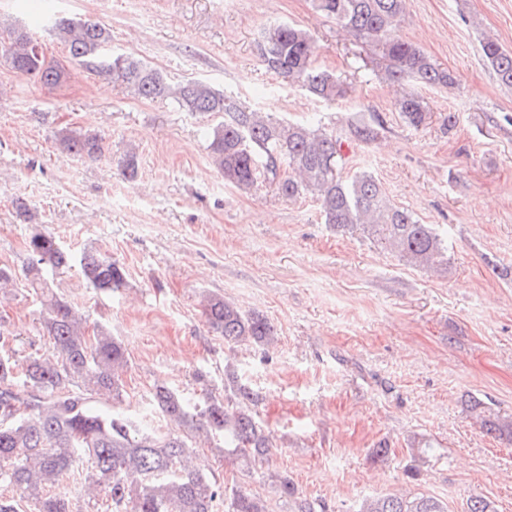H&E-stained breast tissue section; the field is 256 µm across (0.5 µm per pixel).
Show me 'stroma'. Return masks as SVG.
I'll list each match as a JSON object with an SVG mask.
<instances>
[{"mask_svg":"<svg viewBox=\"0 0 512 512\" xmlns=\"http://www.w3.org/2000/svg\"><path fill=\"white\" fill-rule=\"evenodd\" d=\"M52 4L100 22L109 52L135 55L172 82L203 80L246 110L333 132L343 176L372 173L448 246L445 268L422 269L330 228L312 196L225 183L207 149L215 117L137 98L111 75L72 64L38 0H0V20L35 33L69 71L48 88L0 58V264L22 270L37 230L73 254L93 246L119 261L127 285L118 292L94 290L75 268L54 284L89 325L123 343L121 411L165 428L149 402L155 386L195 398L205 386L223 391L231 372L259 396L254 412L274 436L269 468L326 512H356L365 497L388 493L433 496L448 512L481 496L512 512V441L483 431L466 405L473 396L512 417V90L480 50L486 34L512 49V0H406L398 33L458 78L450 90L420 88L429 114L418 128L396 107L408 83L386 80L380 52L314 0ZM288 22L312 37L317 64L347 85L345 97L324 101L261 65L263 32ZM361 124L377 138L359 140ZM65 130L98 132L102 156L63 154ZM131 147L134 181L121 174ZM17 196L32 203L35 222L16 221ZM209 295L265 315L275 343L225 345L202 313ZM39 311L23 283L0 293V331L12 349L52 350L38 333ZM425 441L437 453L423 460ZM382 443L388 458L374 461ZM196 457L218 482L268 496L260 476L218 451L202 447Z\"/></svg>","mask_w":512,"mask_h":512,"instance_id":"35a3bbf8","label":"stroma"}]
</instances>
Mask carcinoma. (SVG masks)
I'll return each mask as SVG.
<instances>
[{
  "label": "carcinoma",
  "instance_id": "cac0c4a2",
  "mask_svg": "<svg viewBox=\"0 0 512 512\" xmlns=\"http://www.w3.org/2000/svg\"><path fill=\"white\" fill-rule=\"evenodd\" d=\"M316 7L355 38L371 42L386 61L385 76L393 82L452 88L456 77L396 32L405 0H315ZM56 36L71 60L112 79L147 100L166 99L186 112L222 115L208 132L210 156L224 180L241 190L262 183L275 185L290 199L310 193L320 204L325 223L338 231H359L384 244L406 263L427 270L448 263V247L431 224H421L394 205L377 179L367 173L343 178L338 173L342 142L309 124L274 120L242 109L236 100L202 80L172 83L159 69L136 57L109 55V30L89 18L57 16ZM264 68L327 101L344 96L346 88L316 64L312 38L293 24L267 29L258 43ZM484 61L499 82L512 88V51L496 40L481 41ZM0 56L16 73L48 87L63 84L67 70L47 57L36 38L21 28L0 37ZM413 127L427 119L421 96L411 92L398 102ZM61 152L95 158L104 151L95 132L63 131ZM288 174L281 173L282 165ZM24 268L27 285L39 298L40 331L53 339L50 354H0V512H18L26 500L36 512H72L53 492L63 475L89 462L84 488L87 504L104 496L112 512H272L270 500L238 486H221L189 460L203 442L236 460L248 472L266 460L272 439L255 420L254 394L226 375L224 398L212 395L191 403L173 388L157 386L153 401L175 425L171 432L145 429L116 409L122 398V374L128 359L122 343L103 326L88 335L85 316L52 290L49 276L72 266L73 256L50 233L36 231L27 241ZM85 280L95 289L116 292L126 284L124 268L95 248L79 258ZM207 326L233 345L268 346L275 340L271 322L257 312L245 313L220 296L205 298ZM489 434L512 435V417L493 413L481 403L471 406ZM274 498L288 503V512H324L286 475L270 476ZM357 512H448L432 497L396 494L368 497Z\"/></svg>",
  "mask_w": 512,
  "mask_h": 512
}]
</instances>
